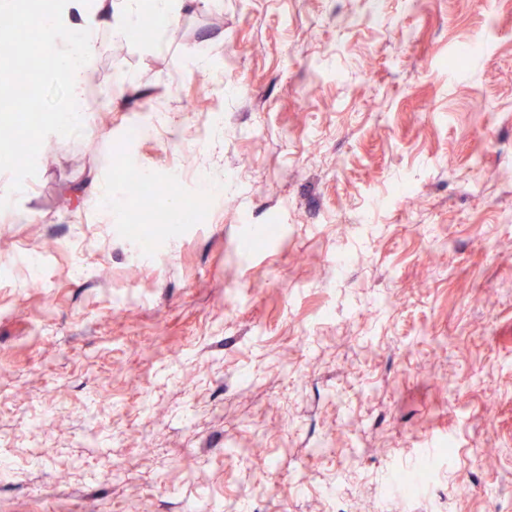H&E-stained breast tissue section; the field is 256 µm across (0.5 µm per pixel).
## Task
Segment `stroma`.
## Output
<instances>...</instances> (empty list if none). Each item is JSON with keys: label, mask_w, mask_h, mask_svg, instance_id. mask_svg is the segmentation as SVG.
Returning <instances> with one entry per match:
<instances>
[{"label": "stroma", "mask_w": 512, "mask_h": 512, "mask_svg": "<svg viewBox=\"0 0 512 512\" xmlns=\"http://www.w3.org/2000/svg\"><path fill=\"white\" fill-rule=\"evenodd\" d=\"M97 35L116 101L21 162L0 131V512H512V0H179ZM38 82L54 116L58 60ZM127 168L202 221L137 248Z\"/></svg>", "instance_id": "stroma-1"}]
</instances>
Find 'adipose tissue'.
Instances as JSON below:
<instances>
[{
	"instance_id": "adipose-tissue-1",
	"label": "adipose tissue",
	"mask_w": 512,
	"mask_h": 512,
	"mask_svg": "<svg viewBox=\"0 0 512 512\" xmlns=\"http://www.w3.org/2000/svg\"><path fill=\"white\" fill-rule=\"evenodd\" d=\"M77 0H48L46 9L36 19L45 33L44 48L52 54L64 58V77L69 86L73 104H81L86 90L95 80L92 60L100 50L94 39V32L102 27L108 28L113 35L127 37L130 20L124 16L113 15L108 7V0H98L94 12H75ZM80 32L81 38L72 43L68 50H60L57 34L60 30Z\"/></svg>"
}]
</instances>
